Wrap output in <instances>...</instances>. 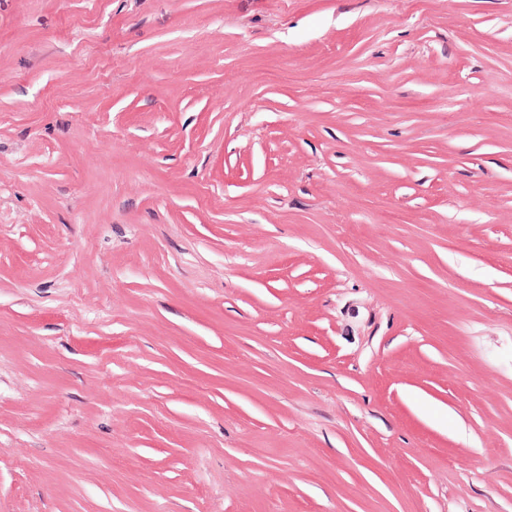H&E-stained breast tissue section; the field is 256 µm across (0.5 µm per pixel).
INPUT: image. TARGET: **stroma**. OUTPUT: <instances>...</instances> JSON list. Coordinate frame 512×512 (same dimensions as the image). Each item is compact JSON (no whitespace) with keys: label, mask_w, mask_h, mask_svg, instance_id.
I'll use <instances>...</instances> for the list:
<instances>
[{"label":"stroma","mask_w":512,"mask_h":512,"mask_svg":"<svg viewBox=\"0 0 512 512\" xmlns=\"http://www.w3.org/2000/svg\"><path fill=\"white\" fill-rule=\"evenodd\" d=\"M0 512H512V0H0Z\"/></svg>","instance_id":"stroma-1"}]
</instances>
